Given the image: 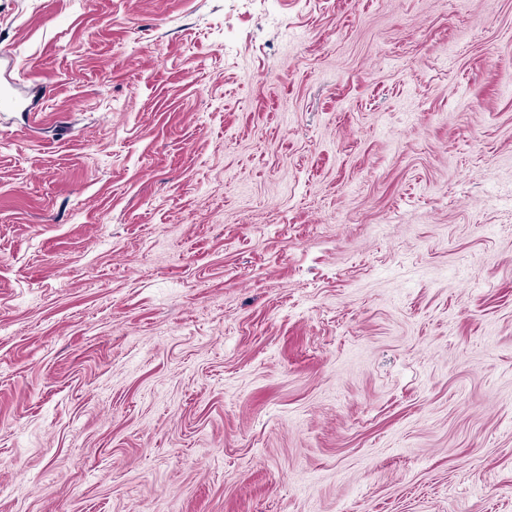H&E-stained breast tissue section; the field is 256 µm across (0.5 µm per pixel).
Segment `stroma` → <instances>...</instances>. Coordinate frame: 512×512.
<instances>
[{
  "label": "stroma",
  "instance_id": "35a3bbf8",
  "mask_svg": "<svg viewBox=\"0 0 512 512\" xmlns=\"http://www.w3.org/2000/svg\"><path fill=\"white\" fill-rule=\"evenodd\" d=\"M0 512H512V0H0Z\"/></svg>",
  "mask_w": 512,
  "mask_h": 512
}]
</instances>
